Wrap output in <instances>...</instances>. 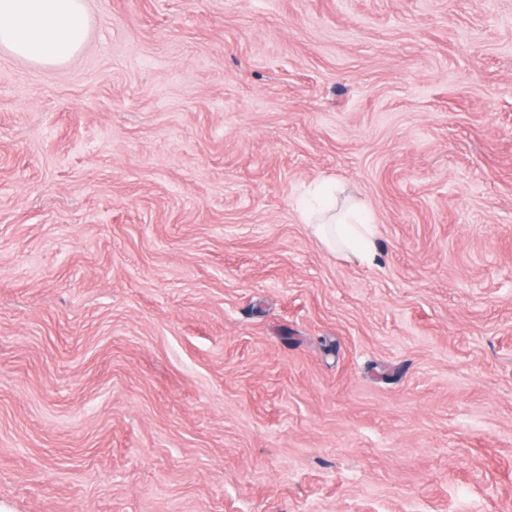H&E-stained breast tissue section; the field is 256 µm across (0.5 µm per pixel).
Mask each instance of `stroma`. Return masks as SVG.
I'll list each match as a JSON object with an SVG mask.
<instances>
[{"instance_id": "stroma-1", "label": "stroma", "mask_w": 512, "mask_h": 512, "mask_svg": "<svg viewBox=\"0 0 512 512\" xmlns=\"http://www.w3.org/2000/svg\"><path fill=\"white\" fill-rule=\"evenodd\" d=\"M85 4L0 50V512H512V0ZM88 27L83 0H0V48L37 65L69 61ZM331 221H311L316 224V232L329 248L336 247L351 252L365 263H371L376 255V244L372 238L370 222H367L358 208H352Z\"/></svg>"}]
</instances>
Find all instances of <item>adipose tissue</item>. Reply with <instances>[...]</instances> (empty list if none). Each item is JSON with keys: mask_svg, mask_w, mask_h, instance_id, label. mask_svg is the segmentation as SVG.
I'll list each match as a JSON object with an SVG mask.
<instances>
[{"mask_svg": "<svg viewBox=\"0 0 512 512\" xmlns=\"http://www.w3.org/2000/svg\"><path fill=\"white\" fill-rule=\"evenodd\" d=\"M89 27L84 0H0V48L41 66L69 61L83 47ZM316 232L329 248L372 262L376 244L368 222L353 208Z\"/></svg>", "mask_w": 512, "mask_h": 512, "instance_id": "adipose-tissue-1", "label": "adipose tissue"}]
</instances>
